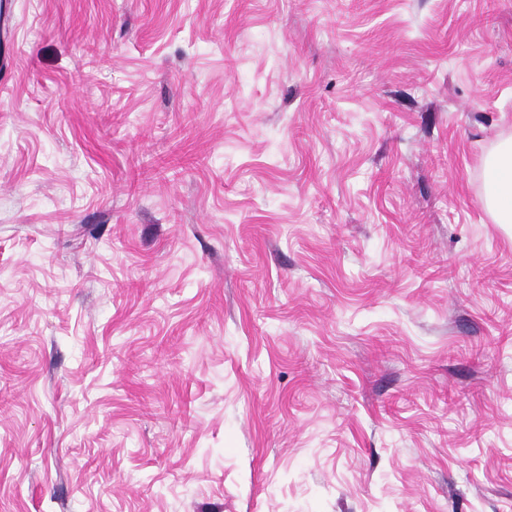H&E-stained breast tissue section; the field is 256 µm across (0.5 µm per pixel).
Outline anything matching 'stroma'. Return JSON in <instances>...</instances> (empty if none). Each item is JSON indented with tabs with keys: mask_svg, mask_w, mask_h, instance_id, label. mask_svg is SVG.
Returning <instances> with one entry per match:
<instances>
[{
	"mask_svg": "<svg viewBox=\"0 0 512 512\" xmlns=\"http://www.w3.org/2000/svg\"><path fill=\"white\" fill-rule=\"evenodd\" d=\"M512 0H9L0 512H512ZM483 202L493 223L512 224V139L501 141L486 159Z\"/></svg>",
	"mask_w": 512,
	"mask_h": 512,
	"instance_id": "35a3bbf8",
	"label": "stroma"
}]
</instances>
